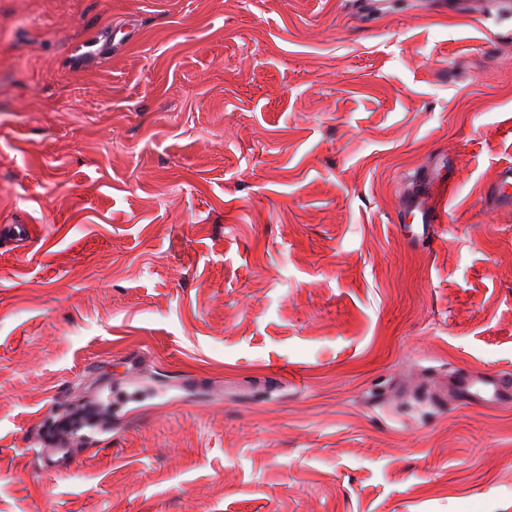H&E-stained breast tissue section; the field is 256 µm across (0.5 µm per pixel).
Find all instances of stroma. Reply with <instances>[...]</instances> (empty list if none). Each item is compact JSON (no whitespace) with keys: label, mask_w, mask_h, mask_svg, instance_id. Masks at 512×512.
I'll return each mask as SVG.
<instances>
[{"label":"stroma","mask_w":512,"mask_h":512,"mask_svg":"<svg viewBox=\"0 0 512 512\" xmlns=\"http://www.w3.org/2000/svg\"><path fill=\"white\" fill-rule=\"evenodd\" d=\"M511 163L512 13L0 0V226L34 227L0 236V512H512V403L416 396L512 373ZM135 356L111 440L44 471L43 416ZM491 193L502 204L512 203V164L502 168L494 182ZM453 189L452 182L442 179L433 172L422 175L417 181L411 196L407 200L406 208L412 218L417 219V227L408 230L399 226L401 232L411 233L416 241L432 242L438 224L442 223L443 211L441 203L444 196Z\"/></svg>","instance_id":"stroma-1"}]
</instances>
